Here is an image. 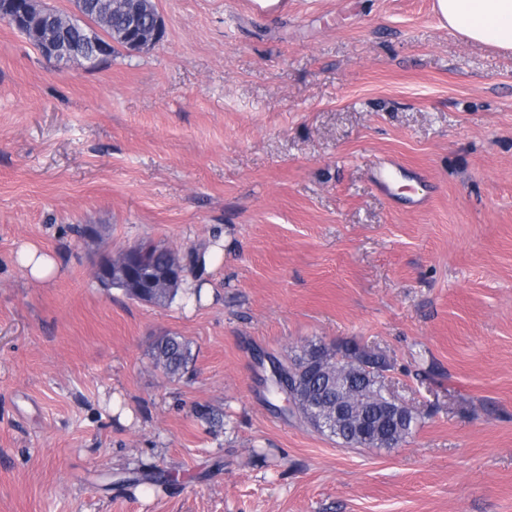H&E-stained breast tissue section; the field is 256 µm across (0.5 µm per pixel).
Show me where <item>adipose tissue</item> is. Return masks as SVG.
<instances>
[{
    "label": "adipose tissue",
    "instance_id": "1",
    "mask_svg": "<svg viewBox=\"0 0 512 512\" xmlns=\"http://www.w3.org/2000/svg\"><path fill=\"white\" fill-rule=\"evenodd\" d=\"M434 9L450 32L512 53V0H435Z\"/></svg>",
    "mask_w": 512,
    "mask_h": 512
}]
</instances>
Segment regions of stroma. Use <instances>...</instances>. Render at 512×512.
Here are the masks:
<instances>
[{"mask_svg": "<svg viewBox=\"0 0 512 512\" xmlns=\"http://www.w3.org/2000/svg\"><path fill=\"white\" fill-rule=\"evenodd\" d=\"M433 2L155 0L162 40L95 68L0 20V512H512V56ZM218 226L195 308L94 278ZM312 341L384 355L413 435L345 447L274 408L260 357ZM213 241L214 244L209 248L203 265L192 262L197 279L195 281L190 279L187 280V284L185 286L187 289H194L197 287L199 282L204 281L210 272L219 265V260L224 256V229L215 231ZM218 254L219 260L217 258ZM17 261L28 278L35 282L53 279L60 271L56 258L35 244L21 246L17 252ZM153 358L158 365L160 356L164 357L163 371L171 377H180L193 361L190 342L183 336L167 334L153 345Z\"/></svg>", "mask_w": 512, "mask_h": 512, "instance_id": "1", "label": "stroma"}]
</instances>
